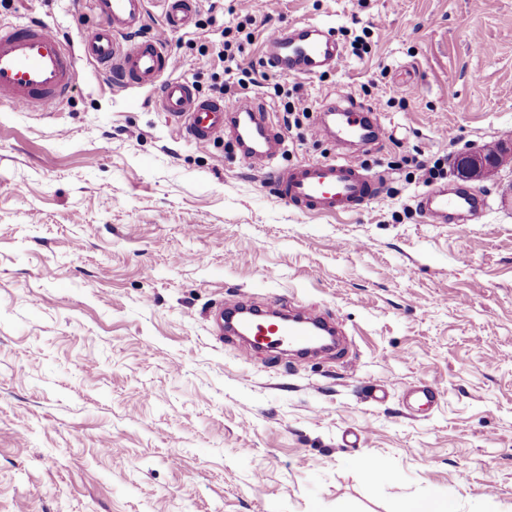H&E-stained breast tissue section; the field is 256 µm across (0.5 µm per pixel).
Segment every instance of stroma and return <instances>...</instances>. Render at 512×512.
<instances>
[{"label":"stroma","instance_id":"obj_1","mask_svg":"<svg viewBox=\"0 0 512 512\" xmlns=\"http://www.w3.org/2000/svg\"><path fill=\"white\" fill-rule=\"evenodd\" d=\"M200 0L214 25L171 34L168 75L211 97L205 46L244 15L332 29L342 61L269 72L246 96L281 124L283 166L324 160L313 117L349 98L388 140L356 161L383 175L358 214L276 202L228 143L201 147L78 60L55 112L0 100V512H396L438 493L458 512H512V167L472 183L469 232L427 222L416 162L512 131V0ZM67 41L90 4L0 0ZM362 37L368 50L353 54ZM301 303L343 323L337 359L217 342L229 294ZM434 384L435 405L409 398ZM384 399H376L378 387ZM384 461L370 474L362 462Z\"/></svg>","mask_w":512,"mask_h":512}]
</instances>
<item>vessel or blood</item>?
<instances>
[{
	"label": "vessel or blood",
	"mask_w": 512,
	"mask_h": 512,
	"mask_svg": "<svg viewBox=\"0 0 512 512\" xmlns=\"http://www.w3.org/2000/svg\"><path fill=\"white\" fill-rule=\"evenodd\" d=\"M145 2L94 0L101 22L75 45L42 21L1 24L0 99L28 111H54L69 98L77 79L76 59L82 56L99 64L116 89L157 88V110L175 121L194 144L205 146L230 137L239 152L263 171L272 195L285 206L303 213H355L380 195L382 181L343 152L347 146L368 147L383 140V128L366 113L349 103L329 105L328 119L319 120L316 128L336 139L340 154L323 161L276 164L285 138L255 101L246 99L230 107L200 97L192 85L165 76L171 65L168 36L191 23L198 0H161V35L141 37L137 30ZM263 46L266 64L287 77H311L335 68L341 59L331 30L312 24L271 28ZM419 206L432 222L455 225L463 234L468 226L459 217L472 211L474 203L465 189L435 187L421 195ZM241 310L249 314L248 337H260L265 352L296 355L317 340V318L305 306L286 310L272 302L261 308L243 294L217 306L216 332L227 330L228 316Z\"/></svg>",
	"instance_id": "1"
}]
</instances>
